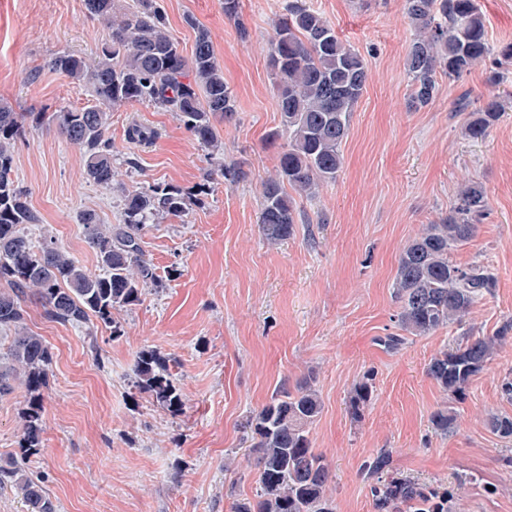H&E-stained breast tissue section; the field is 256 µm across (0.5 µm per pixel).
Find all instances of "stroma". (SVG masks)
Instances as JSON below:
<instances>
[{"label":"stroma","mask_w":512,"mask_h":512,"mask_svg":"<svg viewBox=\"0 0 512 512\" xmlns=\"http://www.w3.org/2000/svg\"><path fill=\"white\" fill-rule=\"evenodd\" d=\"M308 2L365 58L369 77L341 145V170L315 197L298 198L302 221L281 244H266L258 221L262 185L275 176L280 152L268 140L281 116L267 45L288 0H240L241 29L225 17L223 0H159L183 54L198 29L210 33L238 102L236 122L217 123V133L225 162L247 171L244 182L225 183L175 113L142 103L110 111L118 176L108 188L86 179L81 151L55 126L26 127L15 145L14 178L41 217L28 235L54 237L93 273L83 211L116 224L125 192L157 183L207 187L185 214L146 228L145 254L163 286L118 312L124 336L50 321L38 301L27 302L25 323L52 353L44 446L22 458L24 392L15 388L0 397V465L18 464L38 479L58 512H230L233 498L258 488L255 477L237 483L224 469L226 457L245 454L246 416L278 386L308 376L322 400L310 437L330 467L335 512H376L363 466L383 448L395 475L448 488L453 512H512V439L488 424L492 414H512L499 390L512 377V334L459 397L427 373L431 358L463 333L489 335L512 320V64L497 85L481 64L457 81L440 77L435 99L410 111L405 58L414 30L403 0ZM476 3L491 45L511 41L512 0ZM106 35L83 0H0V101L19 112L93 104L86 85L45 63L61 52L93 58ZM493 94L503 116L485 138L465 137L459 99ZM134 119L158 130L151 146L129 142ZM470 182L484 187L488 215L452 259L490 265L496 287L462 325L389 351L383 338L400 332L392 294L399 255ZM144 348L174 359L180 413L132 395ZM367 375L373 395L355 419L349 396ZM442 407L457 415L445 435L430 424Z\"/></svg>","instance_id":"35a3bbf8"}]
</instances>
